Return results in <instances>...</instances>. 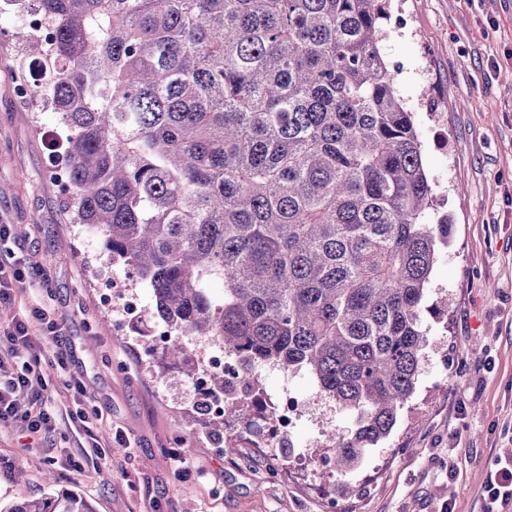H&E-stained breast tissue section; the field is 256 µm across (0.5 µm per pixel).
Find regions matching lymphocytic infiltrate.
<instances>
[{
  "label": "lymphocytic infiltrate",
  "mask_w": 512,
  "mask_h": 512,
  "mask_svg": "<svg viewBox=\"0 0 512 512\" xmlns=\"http://www.w3.org/2000/svg\"><path fill=\"white\" fill-rule=\"evenodd\" d=\"M48 276L43 268L32 266L24 259L12 265L0 264V307L14 302V286L26 283L43 286ZM43 335L58 346L53 357H45L34 335ZM65 325L61 318L52 316L43 307L33 305L27 316L15 317L7 327L0 328V423L16 422L32 438L51 433L57 426L58 416L52 408L55 395L49 389L45 372L47 368L65 369L69 355L62 344ZM29 347L26 360L16 361L19 347ZM66 389L73 404L67 419L87 439L91 455L95 457L96 471L109 466V455L98 443L91 426V419L83 409L86 389L81 381L71 380ZM26 396L28 407L19 410V396ZM481 512H512V456L495 460L484 486Z\"/></svg>",
  "instance_id": "f902f5d3"
}]
</instances>
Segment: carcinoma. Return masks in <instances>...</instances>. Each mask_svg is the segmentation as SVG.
Listing matches in <instances>:
<instances>
[{
    "label": "carcinoma",
    "mask_w": 512,
    "mask_h": 512,
    "mask_svg": "<svg viewBox=\"0 0 512 512\" xmlns=\"http://www.w3.org/2000/svg\"><path fill=\"white\" fill-rule=\"evenodd\" d=\"M37 3L74 223L173 332L304 371L353 413L323 443L347 475L415 392L451 233L380 52L387 0ZM162 355L192 370L181 342ZM0 512L96 510L60 489Z\"/></svg>",
    "instance_id": "obj_1"
}]
</instances>
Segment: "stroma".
Masks as SVG:
<instances>
[{
	"label": "stroma",
	"instance_id": "35a3bbf8",
	"mask_svg": "<svg viewBox=\"0 0 512 512\" xmlns=\"http://www.w3.org/2000/svg\"><path fill=\"white\" fill-rule=\"evenodd\" d=\"M406 8L409 26L381 43L395 86L415 118L433 203L452 226L436 255L425 315L427 346L415 394L404 405L388 443L367 450L349 476L356 485L314 487L310 471L318 429H292L306 448V467L289 449L238 446L221 453L203 422L190 414L196 396L182 369L150 352L155 320L150 289L143 312L124 335L106 327L111 310L99 291L112 285L100 233L71 220L69 185L58 184L44 146L47 134L66 139L56 113L14 91L18 71L39 65L36 39L18 41L17 16L0 11V222L47 287H22L0 309V326L42 303L66 323L70 358L49 371L58 404L63 380L80 379L87 407L101 412L95 433L111 451L109 471L67 470L83 440L72 424L32 440L12 423L0 425V504L32 499L52 487L72 488L96 512H480L482 485L494 456H512V0H389ZM123 432L130 447L115 449ZM184 449V462L169 458ZM55 484H48L47 473Z\"/></svg>",
	"mask_w": 512,
	"mask_h": 512
}]
</instances>
